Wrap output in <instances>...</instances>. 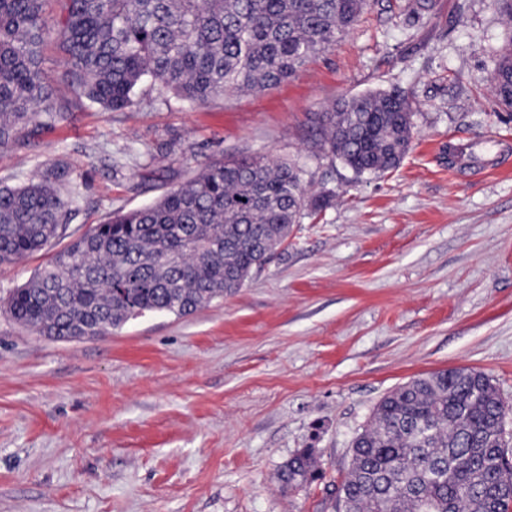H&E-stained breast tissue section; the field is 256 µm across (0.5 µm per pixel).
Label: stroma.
Returning <instances> with one entry per match:
<instances>
[{"label":"stroma","instance_id":"1","mask_svg":"<svg viewBox=\"0 0 512 512\" xmlns=\"http://www.w3.org/2000/svg\"><path fill=\"white\" fill-rule=\"evenodd\" d=\"M381 2L295 76L204 105L147 83L103 110L48 40L68 118L0 148V181L66 167L69 238L231 155L296 161L332 199L236 294L99 339L39 336L6 311L57 245L0 265V512H336L325 488L390 390L470 367L512 406V117L491 82L512 20L497 0L414 18ZM392 88L413 114L396 169L359 177L319 149L314 113ZM300 448L324 477L290 490L277 471Z\"/></svg>","mask_w":512,"mask_h":512}]
</instances>
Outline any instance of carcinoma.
<instances>
[{
  "label": "carcinoma",
  "instance_id": "obj_1",
  "mask_svg": "<svg viewBox=\"0 0 512 512\" xmlns=\"http://www.w3.org/2000/svg\"><path fill=\"white\" fill-rule=\"evenodd\" d=\"M48 0H0V147L19 129L65 112L50 104L43 48L55 37L61 78L106 111L134 104L153 81L191 103L252 91L296 75L358 21L366 0H64L60 28ZM512 109V38L492 75ZM321 147L356 175L395 169L409 149L412 112L399 90L343 98L317 113ZM51 169L0 185V264L65 236L72 201ZM307 195L293 161L236 156L208 163L156 202L112 215L57 252L10 295L21 326L58 340L110 336L148 313L184 317L236 293L288 242ZM502 396L483 372L430 373L384 395L352 442L337 487L340 512H512V462ZM322 477L301 448L277 479L293 489Z\"/></svg>",
  "mask_w": 512,
  "mask_h": 512
}]
</instances>
